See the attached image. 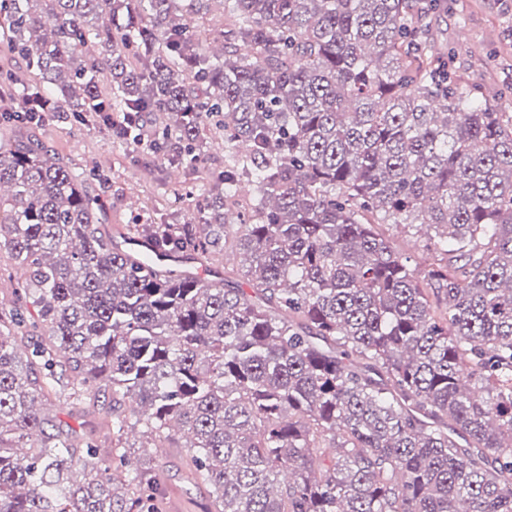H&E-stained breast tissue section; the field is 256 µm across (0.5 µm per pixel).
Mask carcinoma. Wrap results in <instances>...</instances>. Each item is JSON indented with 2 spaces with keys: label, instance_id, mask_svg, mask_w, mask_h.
<instances>
[{
  "label": "carcinoma",
  "instance_id": "1",
  "mask_svg": "<svg viewBox=\"0 0 512 512\" xmlns=\"http://www.w3.org/2000/svg\"><path fill=\"white\" fill-rule=\"evenodd\" d=\"M439 7L0 0L26 63L1 123L121 112L112 136L153 133L171 167L213 138L228 153L194 223L128 226L150 244L134 254L102 233L84 173L0 139L19 274L0 308V512H156L137 426L156 448L183 432L215 512H512V112L433 52ZM384 224L426 231L427 270ZM218 251L242 252L229 274L249 289L161 262ZM62 393L104 398L108 453L45 413Z\"/></svg>",
  "mask_w": 512,
  "mask_h": 512
}]
</instances>
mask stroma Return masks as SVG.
I'll list each match as a JSON object with an SVG mask.
<instances>
[{
    "mask_svg": "<svg viewBox=\"0 0 512 512\" xmlns=\"http://www.w3.org/2000/svg\"><path fill=\"white\" fill-rule=\"evenodd\" d=\"M430 26L435 41L454 53L453 64L490 104L512 110V0H444ZM4 137L35 136L76 170L93 174L104 204V231L122 243L124 224H187L198 200L195 174L171 177L155 156L114 140L105 127L69 114L33 129L7 128ZM136 465L158 474L167 496L164 512H210L208 487L193 483L184 448H149L142 434H130Z\"/></svg>",
    "mask_w": 512,
    "mask_h": 512,
    "instance_id": "35a3bbf8",
    "label": "stroma"
}]
</instances>
